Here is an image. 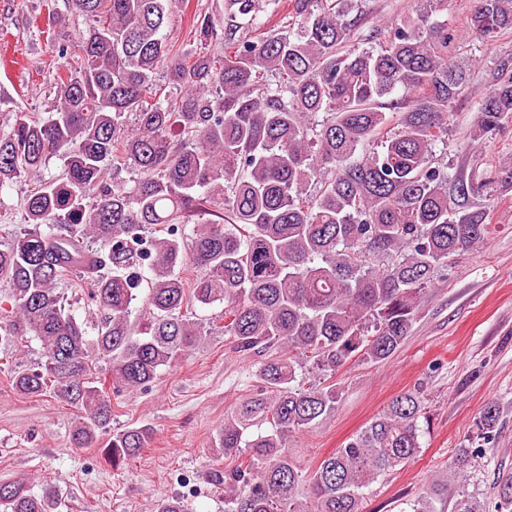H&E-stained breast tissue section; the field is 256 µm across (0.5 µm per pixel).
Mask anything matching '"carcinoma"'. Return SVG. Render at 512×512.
Segmentation results:
<instances>
[{
	"label": "carcinoma",
	"mask_w": 512,
	"mask_h": 512,
	"mask_svg": "<svg viewBox=\"0 0 512 512\" xmlns=\"http://www.w3.org/2000/svg\"><path fill=\"white\" fill-rule=\"evenodd\" d=\"M70 2L87 26L58 45L54 112H16L0 134V184L37 180L28 227L0 245L11 304L0 343L35 340L41 362L7 371L8 384L73 407L71 447L88 448L112 421L110 391L143 387L223 336L258 358V388L215 444L240 458L211 472L224 512H363L364 490L421 451L419 396H397L312 468L287 439L336 411L329 378L350 359L399 351L436 269L483 241L487 202L512 190V161L450 177L436 158L474 62L449 54L448 25L429 22L448 0H419L418 18L378 49L360 47L355 0H288V21L269 29L262 18L280 0H224L194 22L197 42L224 52L193 56L161 33L179 0ZM467 23L476 40H497L512 32V0H469ZM162 69L177 93L160 92ZM474 112L476 151L512 124V54L493 63ZM53 156L64 172L45 181ZM117 165L139 180L108 177ZM71 277L96 321L66 308L59 284ZM215 303L224 311L210 321L194 316ZM499 419L486 404L409 512L450 496L453 512H485L457 483ZM151 439L146 425L114 430L101 452L118 468ZM496 494L495 512H512V476ZM59 506L53 488L0 482V512ZM153 512L188 510L168 497Z\"/></svg>",
	"instance_id": "carcinoma-1"
}]
</instances>
